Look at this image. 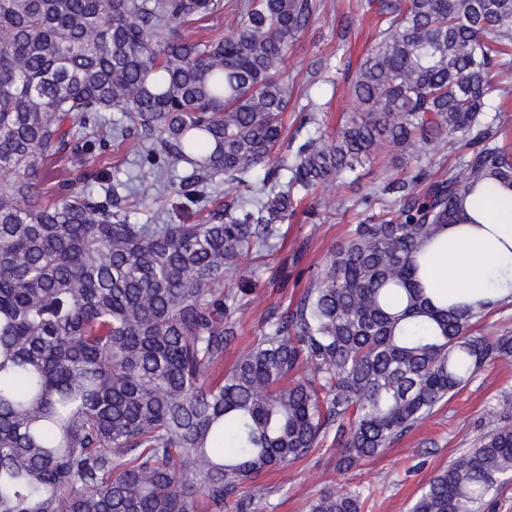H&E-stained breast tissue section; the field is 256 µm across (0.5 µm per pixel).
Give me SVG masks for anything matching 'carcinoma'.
Segmentation results:
<instances>
[{
  "label": "carcinoma",
  "instance_id": "1",
  "mask_svg": "<svg viewBox=\"0 0 512 512\" xmlns=\"http://www.w3.org/2000/svg\"><path fill=\"white\" fill-rule=\"evenodd\" d=\"M216 0H0V512H246L244 486L319 450L348 470L512 357L472 327L499 303L459 301L421 272L472 199L512 191V154L482 116L512 45V0H405L350 83L358 112L281 152L287 53L315 0H247L235 33L177 29ZM118 111L108 122L103 113ZM131 135L139 166L176 186L198 224L131 219L106 158ZM453 135L467 152L378 187L388 217L355 225L325 271L273 308L224 377L238 297L281 224L319 184H351L390 146L418 159ZM80 168L78 190L57 165ZM265 168L261 186L255 172ZM219 176L244 189L206 207ZM512 481V425L496 414L410 512H482ZM358 490L310 512H362Z\"/></svg>",
  "mask_w": 512,
  "mask_h": 512
}]
</instances>
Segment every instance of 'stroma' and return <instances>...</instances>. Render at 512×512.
<instances>
[{
	"mask_svg": "<svg viewBox=\"0 0 512 512\" xmlns=\"http://www.w3.org/2000/svg\"><path fill=\"white\" fill-rule=\"evenodd\" d=\"M311 25L288 53V79L294 96L288 107L287 141L306 134L304 115L323 121L335 132L356 104L348 82L374 43L372 22L382 0H319ZM137 139H129L113 152L112 162L121 171L134 173L133 187L148 197L160 198V224H192L194 213L179 211L178 196L162 188L149 169L138 168ZM392 153H384L363 171L358 186L336 183L318 186L295 216L285 223V237L275 250L245 265H262L258 288L241 297L237 334L224 350L225 365H232L256 336L261 319L274 306L286 307L317 271L326 257L342 243L353 224L382 214L393 204L389 195L364 205L363 197L390 176ZM512 414V359L484 365L476 377L427 419L412 428L384 453L348 471L336 468L337 451L331 442L321 450L284 469L273 470L246 484L244 492L254 501L255 512H309L310 504L340 487L360 490L363 512H408L411 501L440 469L472 448L484 433L491 412Z\"/></svg>",
	"mask_w": 512,
	"mask_h": 512,
	"instance_id": "obj_1",
	"label": "stroma"
}]
</instances>
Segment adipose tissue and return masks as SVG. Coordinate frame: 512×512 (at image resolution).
<instances>
[{
    "label": "adipose tissue",
    "instance_id": "adipose-tissue-1",
    "mask_svg": "<svg viewBox=\"0 0 512 512\" xmlns=\"http://www.w3.org/2000/svg\"><path fill=\"white\" fill-rule=\"evenodd\" d=\"M481 221L455 224L444 234L427 277L434 287L475 298L512 293V192L498 190L475 203Z\"/></svg>",
    "mask_w": 512,
    "mask_h": 512
}]
</instances>
